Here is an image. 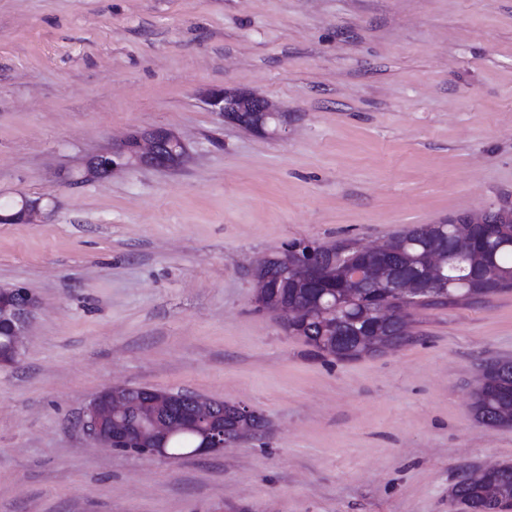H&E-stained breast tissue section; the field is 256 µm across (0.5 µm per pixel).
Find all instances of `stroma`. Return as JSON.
Listing matches in <instances>:
<instances>
[{"instance_id":"35a3bbf8","label":"stroma","mask_w":512,"mask_h":512,"mask_svg":"<svg viewBox=\"0 0 512 512\" xmlns=\"http://www.w3.org/2000/svg\"><path fill=\"white\" fill-rule=\"evenodd\" d=\"M254 93L279 137L210 111ZM185 135L176 171L83 179L128 134ZM0 286L40 307L0 367V512H460L483 365L512 360V290L409 308L411 342L321 357L257 311L252 260L292 238L381 244L512 206V0H0ZM115 385L257 409L266 426L168 460L95 442ZM203 101L225 121L265 136H281L288 130L285 116L268 99L247 92L211 88L203 92ZM41 202L21 196L15 208L8 214H0L2 224H25L33 221L40 213Z\"/></svg>"}]
</instances>
